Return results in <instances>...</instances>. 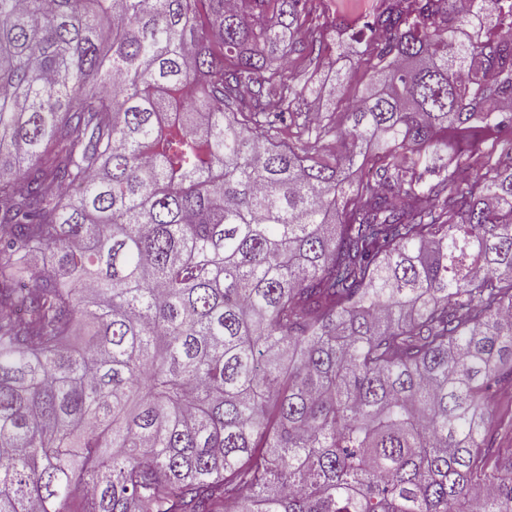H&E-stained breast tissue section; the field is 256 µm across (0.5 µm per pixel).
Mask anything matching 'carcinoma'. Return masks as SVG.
I'll list each match as a JSON object with an SVG mask.
<instances>
[{
	"label": "carcinoma",
	"mask_w": 512,
	"mask_h": 512,
	"mask_svg": "<svg viewBox=\"0 0 512 512\" xmlns=\"http://www.w3.org/2000/svg\"><path fill=\"white\" fill-rule=\"evenodd\" d=\"M310 11L0 0V512H512V0ZM317 9L312 14V23L322 25L326 29L329 51L325 59V67L317 74L320 80L327 79L338 68L351 69L344 94L339 101L332 100L328 95L330 82L321 99H308L302 108L307 112L319 113L332 123L343 120V114L350 105L357 90L368 81L370 70L365 59L354 56V60L343 58L340 54V43H349L360 30V21L371 6L379 0H315ZM336 9V14H335ZM336 24V28H335ZM358 59V60H357ZM332 71V72H331ZM335 109V110H334ZM336 111V112H333Z\"/></svg>",
	"instance_id": "obj_1"
}]
</instances>
